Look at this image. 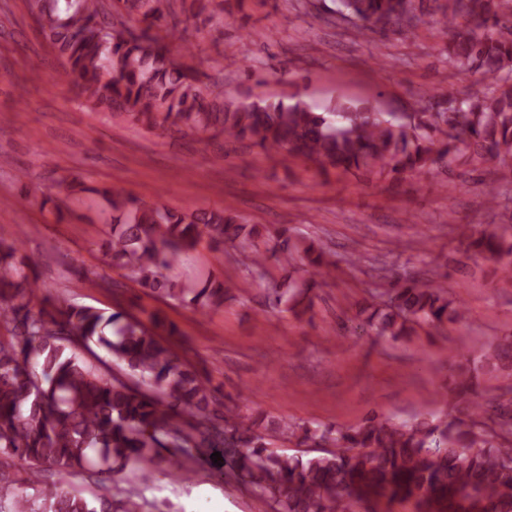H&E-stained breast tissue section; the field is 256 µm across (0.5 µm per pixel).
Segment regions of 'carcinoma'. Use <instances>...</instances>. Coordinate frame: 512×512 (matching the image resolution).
Listing matches in <instances>:
<instances>
[{"label": "carcinoma", "mask_w": 512, "mask_h": 512, "mask_svg": "<svg viewBox=\"0 0 512 512\" xmlns=\"http://www.w3.org/2000/svg\"><path fill=\"white\" fill-rule=\"evenodd\" d=\"M195 16L224 12V0H196ZM330 12L356 21L361 37L431 23L446 34L448 65L479 73L483 89L445 98L419 97L401 121L367 101L338 98L326 107L300 95L239 99L204 92L199 78L170 54L187 27L173 0H28L27 7L79 95L148 130L214 132L266 152L286 150L343 173L398 181L429 175L463 157L470 163L512 161V0H332ZM137 16L139 32L127 24ZM112 220L107 252L143 289L205 313L224 306L225 281L185 284L163 276L205 241L245 255L272 310L297 317L312 307L315 276L329 265L309 239L290 241L245 224L223 208L177 211L148 205L121 188L96 189ZM471 246L512 278V242L483 233ZM308 277L284 285L268 267ZM361 332L397 340L465 318L464 303L436 281L408 277L371 295ZM151 326L92 306L51 310L17 268V249L0 239V512H141L115 474L147 476L161 448H178L169 465L186 480L182 457L220 448L233 475L275 512H356L367 500L412 502L417 512H512V418L499 421L479 391L480 377H512V336L497 341L452 378L448 391L466 404L465 419L423 414L399 422L373 412L351 427L313 428L242 410V394L216 398L218 388L162 341L178 333L160 313ZM96 346L138 377L130 384L100 371L82 351ZM294 442L300 454L278 447ZM25 463V475L12 471ZM90 472L105 486L90 505L77 485Z\"/></svg>", "instance_id": "cac0c4a2"}]
</instances>
